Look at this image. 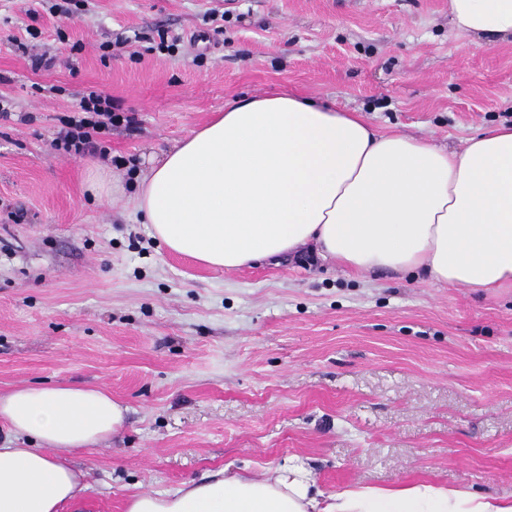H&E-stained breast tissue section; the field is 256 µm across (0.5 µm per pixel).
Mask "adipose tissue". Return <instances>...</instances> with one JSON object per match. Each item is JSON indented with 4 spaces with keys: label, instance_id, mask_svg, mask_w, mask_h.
I'll use <instances>...</instances> for the list:
<instances>
[{
    "label": "adipose tissue",
    "instance_id": "obj_1",
    "mask_svg": "<svg viewBox=\"0 0 512 512\" xmlns=\"http://www.w3.org/2000/svg\"><path fill=\"white\" fill-rule=\"evenodd\" d=\"M448 12L464 33L512 38V0H448ZM135 182L151 236L215 269L307 248L360 272L512 288V124L451 153L275 91L225 105ZM126 413L95 387L0 393V512H85L90 486L69 456L117 434ZM126 512H512V497L427 483L326 495L295 465L134 493Z\"/></svg>",
    "mask_w": 512,
    "mask_h": 512
}]
</instances>
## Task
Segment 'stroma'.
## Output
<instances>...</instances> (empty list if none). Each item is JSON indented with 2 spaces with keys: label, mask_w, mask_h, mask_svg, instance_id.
Listing matches in <instances>:
<instances>
[{
  "label": "stroma",
  "mask_w": 512,
  "mask_h": 512,
  "mask_svg": "<svg viewBox=\"0 0 512 512\" xmlns=\"http://www.w3.org/2000/svg\"><path fill=\"white\" fill-rule=\"evenodd\" d=\"M174 39L160 49V34ZM53 57L48 69L34 54ZM131 183L225 104L291 91L452 151L512 121V40L448 0H0V392L95 386L124 429L73 454L86 512L221 470L304 465L326 494L418 482L512 496V289L299 253L224 271L169 252L55 146L89 91Z\"/></svg>",
  "instance_id": "1"
}]
</instances>
